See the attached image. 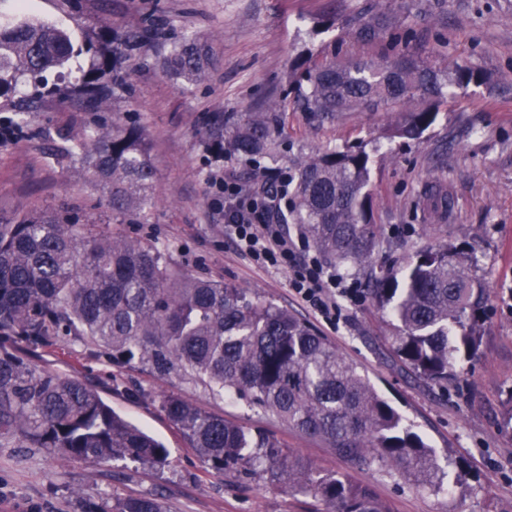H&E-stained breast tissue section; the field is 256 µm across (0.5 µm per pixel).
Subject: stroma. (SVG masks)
Listing matches in <instances>:
<instances>
[{
    "label": "stroma",
    "instance_id": "1",
    "mask_svg": "<svg viewBox=\"0 0 512 512\" xmlns=\"http://www.w3.org/2000/svg\"><path fill=\"white\" fill-rule=\"evenodd\" d=\"M28 15L68 30L75 39L97 32L102 19L126 30L153 20L159 45L133 55L128 90L117 91L109 112L147 129L149 155L158 174L150 223L125 224L128 237L158 238L176 265L191 276L224 280L306 319L338 351L367 374L412 423L448 469L451 495H434L395 467L357 468L323 443L277 423L247 402L213 398L204 387L177 376L157 378L89 356L60 339L35 350L38 371L77 378L95 387L128 421L161 440L168 466L130 462L86 463L51 448H0V512H81L86 500L155 496L166 512H318L314 498L258 477L208 472L182 431L162 411V395L177 393L208 412L248 427L272 429L291 455L313 471L349 475L372 485L392 512H512V428L504 422L512 403V0H425L406 10L404 0H27ZM378 12L413 27L414 52L432 67L465 63L485 82L458 89L442 106L422 140L383 139L386 112H353L336 124L308 125L288 112L284 150L276 169L252 167L205 150V124L217 112L254 111L269 96H284L288 66L303 50L337 62L377 58L385 38L355 41L345 17ZM333 27L314 34L317 21ZM191 37L214 51L209 79L193 85L169 76L157 61L171 42ZM15 130L0 144V216L52 208L83 224L112 221L109 194L79 175L72 162L51 154L46 132L66 121L96 124L65 97L47 98L35 112L0 108ZM377 140L371 168L374 221L379 244L370 264L344 274L361 302L329 325L291 288L292 273L255 264L224 230L222 180L277 178L294 151ZM448 193L453 209L441 216L428 193ZM468 245L473 270L489 288L482 352L448 389L406 378L391 361L388 318L369 295L373 277L402 275L414 252L426 245ZM461 468H454V461Z\"/></svg>",
    "mask_w": 512,
    "mask_h": 512
}]
</instances>
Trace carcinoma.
Wrapping results in <instances>:
<instances>
[{"label": "carcinoma", "instance_id": "carcinoma-1", "mask_svg": "<svg viewBox=\"0 0 512 512\" xmlns=\"http://www.w3.org/2000/svg\"><path fill=\"white\" fill-rule=\"evenodd\" d=\"M346 26L361 41L389 28L378 15L359 14ZM156 30L124 31L113 22L81 44L54 24L0 16V99L19 113L36 108L19 95L25 80L82 52L93 54L68 95L91 111L108 107L122 87L125 61L145 52ZM210 50L193 38L172 43L164 72L203 82ZM294 109L313 126L333 125L349 112L397 113L388 136L418 139L436 122L455 88L482 82L466 64L441 72L402 49L345 64L306 50L288 74ZM286 106L268 98L254 112L215 114L207 151L249 163L279 157ZM58 157L110 194L115 227L79 224L54 211L0 218V447L53 448L71 459L164 466L169 450L115 412L92 386L33 368L27 354L57 339L80 342L106 362L138 364L157 377L182 375L212 394L245 398L264 414L359 466L394 463L422 486L446 493L436 455L403 424L358 367L308 323L271 301L250 299L219 280L182 273L168 247L130 239L118 225L151 218L157 172L146 131L115 117L75 136L55 131ZM373 152L367 144L301 152L285 181L262 182L256 195L275 194L284 208L272 219L298 224L330 263L359 271L377 245L369 189ZM456 247H426L408 261L403 279L377 280L373 294L394 332L391 354L411 379L441 389L458 367L481 353L488 290ZM206 468L244 472L321 501L327 512H389L367 485L299 464L270 432L237 425L179 395L161 400ZM83 512H164L153 496L90 502Z\"/></svg>", "mask_w": 512, "mask_h": 512}]
</instances>
